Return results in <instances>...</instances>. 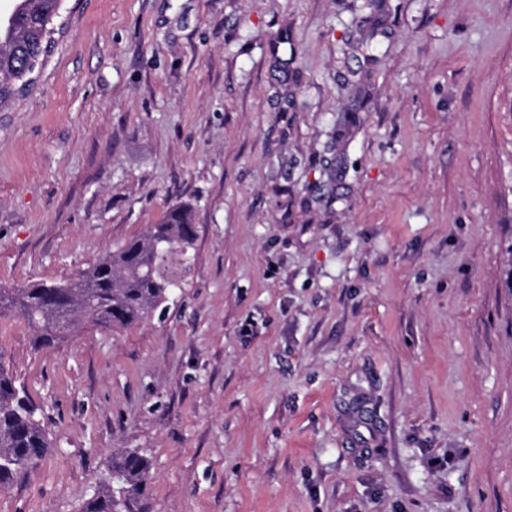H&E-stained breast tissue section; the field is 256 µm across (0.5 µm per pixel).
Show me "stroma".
<instances>
[{
    "mask_svg": "<svg viewBox=\"0 0 512 512\" xmlns=\"http://www.w3.org/2000/svg\"><path fill=\"white\" fill-rule=\"evenodd\" d=\"M0 112V287L189 205L164 312L0 363L53 445L0 512H512V0H66ZM150 479L148 458L136 448L121 450L112 456L93 494L82 500L79 512H151L146 494Z\"/></svg>",
    "mask_w": 512,
    "mask_h": 512,
    "instance_id": "1",
    "label": "stroma"
}]
</instances>
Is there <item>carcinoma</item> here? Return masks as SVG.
Here are the masks:
<instances>
[{
	"instance_id": "obj_1",
	"label": "carcinoma",
	"mask_w": 512,
	"mask_h": 512,
	"mask_svg": "<svg viewBox=\"0 0 512 512\" xmlns=\"http://www.w3.org/2000/svg\"><path fill=\"white\" fill-rule=\"evenodd\" d=\"M0 25V112L16 106L53 42L61 0H19ZM197 237L191 209L171 207L159 224L112 251L71 279L0 288V314L15 312L33 332L37 348L50 347L78 326H132L162 307L185 285ZM51 448V439L33 405L9 369L0 363V490L10 487ZM148 458L136 448L115 453L106 476L79 512H151L146 494Z\"/></svg>"
}]
</instances>
